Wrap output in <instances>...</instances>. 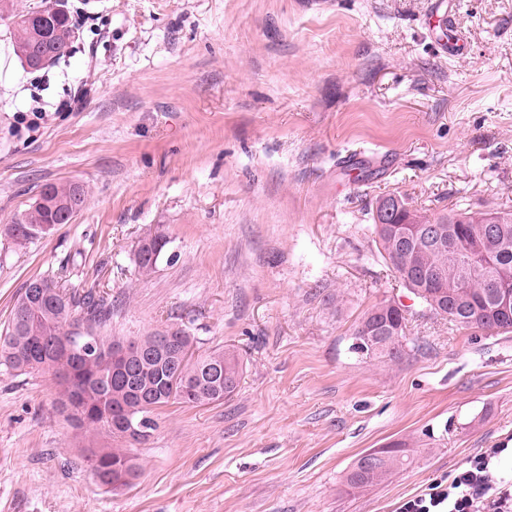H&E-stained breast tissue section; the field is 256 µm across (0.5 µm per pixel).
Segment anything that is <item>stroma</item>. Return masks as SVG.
I'll return each mask as SVG.
<instances>
[{"label": "stroma", "instance_id": "1", "mask_svg": "<svg viewBox=\"0 0 512 512\" xmlns=\"http://www.w3.org/2000/svg\"><path fill=\"white\" fill-rule=\"evenodd\" d=\"M69 52L23 67L0 17V230L49 183L84 208L0 237V330L26 282L112 300V333L178 326L242 355L229 399L163 407L124 490L49 376L0 369V512H399L484 448H512V334L409 301L368 230L392 192L438 213L512 207V0H65ZM86 90L79 108L59 103ZM41 101L37 134L16 115ZM169 240L140 277L145 235ZM405 300L402 360L353 330ZM412 465L348 488L364 452ZM391 302V300L383 301V303H380L368 310L355 327L353 336L356 342L353 344V350L356 353H361V355L366 359L393 361L402 359L405 355V345L403 342L406 340V335H401L402 341H398L400 340V337L397 336V334H394V331L392 330L386 331L383 336H374V339L379 341L380 345L391 346L394 342L398 341L389 349H379L375 346L376 343L374 339L365 334L364 321L366 318L371 316L374 311L385 310L386 306Z\"/></svg>", "mask_w": 512, "mask_h": 512}]
</instances>
